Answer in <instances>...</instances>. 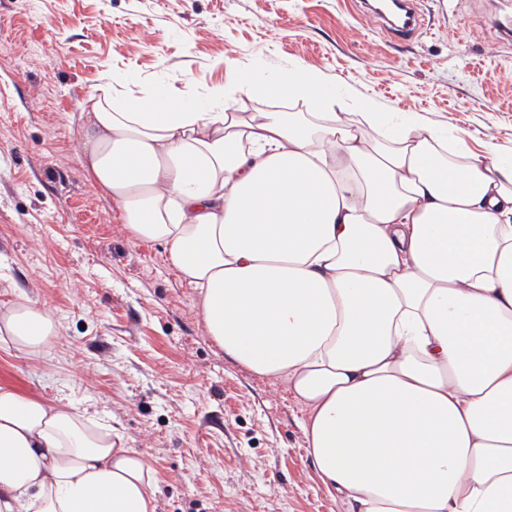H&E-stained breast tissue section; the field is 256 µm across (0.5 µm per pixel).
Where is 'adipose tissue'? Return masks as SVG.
I'll use <instances>...</instances> for the list:
<instances>
[{
  "label": "adipose tissue",
  "instance_id": "1",
  "mask_svg": "<svg viewBox=\"0 0 512 512\" xmlns=\"http://www.w3.org/2000/svg\"><path fill=\"white\" fill-rule=\"evenodd\" d=\"M82 119L91 183L164 245L225 354L287 385L347 512H512V156L449 152L304 64L202 103L107 78ZM55 332L37 301L0 309L22 353ZM159 482L88 411L0 387V512H157Z\"/></svg>",
  "mask_w": 512,
  "mask_h": 512
}]
</instances>
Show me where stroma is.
I'll return each mask as SVG.
<instances>
[{"mask_svg":"<svg viewBox=\"0 0 512 512\" xmlns=\"http://www.w3.org/2000/svg\"><path fill=\"white\" fill-rule=\"evenodd\" d=\"M370 0H0V304L26 297L57 333L40 355L0 339V386L98 412L148 454L157 512H347L307 457L286 386L225 355L163 245L135 239L88 180L86 96L198 98L235 66L265 79L303 62L338 89L418 112L472 152L512 155V0H418L412 39Z\"/></svg>","mask_w":512,"mask_h":512,"instance_id":"stroma-1","label":"stroma"}]
</instances>
